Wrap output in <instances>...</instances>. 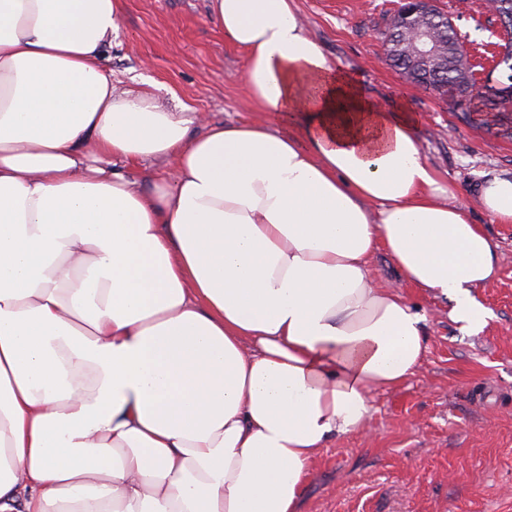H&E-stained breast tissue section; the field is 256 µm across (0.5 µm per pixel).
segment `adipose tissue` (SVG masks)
<instances>
[{
  "mask_svg": "<svg viewBox=\"0 0 512 512\" xmlns=\"http://www.w3.org/2000/svg\"><path fill=\"white\" fill-rule=\"evenodd\" d=\"M259 117L116 92L122 0H0V512H298L320 451L481 330L498 245L296 0H210ZM167 164L129 179L119 164ZM512 223V176L481 186Z\"/></svg>",
  "mask_w": 512,
  "mask_h": 512,
  "instance_id": "obj_1",
  "label": "adipose tissue"
}]
</instances>
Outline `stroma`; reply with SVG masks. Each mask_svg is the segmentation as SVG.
Returning a JSON list of instances; mask_svg holds the SVG:
<instances>
[{
    "mask_svg": "<svg viewBox=\"0 0 512 512\" xmlns=\"http://www.w3.org/2000/svg\"><path fill=\"white\" fill-rule=\"evenodd\" d=\"M398 4L297 0L328 59L371 98L418 117L415 135L429 164L498 243L499 269L476 291L490 315L473 333L449 317L447 300L404 285L377 252L378 284L400 287L426 317V358L404 385L373 393L360 432L321 451L300 512H512V224L493 222L477 197L487 175L512 173V112H458L406 83L384 55L383 33ZM437 5L466 36L475 77L484 81L500 40L493 16L479 0ZM109 54L118 90L149 87L164 105L184 102L217 123L258 117L244 84L246 55L225 39L208 0H124Z\"/></svg>",
    "mask_w": 512,
    "mask_h": 512,
    "instance_id": "stroma-1",
    "label": "stroma"
}]
</instances>
